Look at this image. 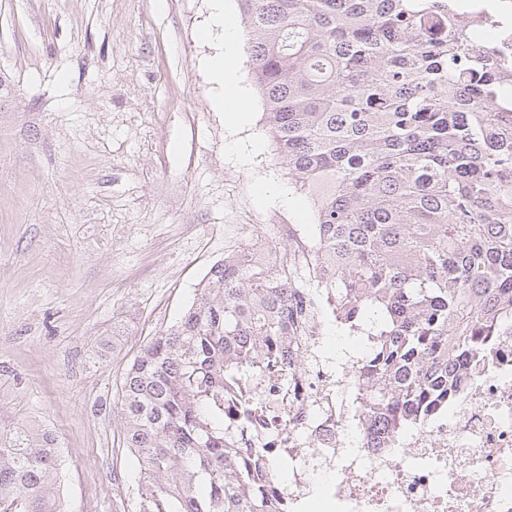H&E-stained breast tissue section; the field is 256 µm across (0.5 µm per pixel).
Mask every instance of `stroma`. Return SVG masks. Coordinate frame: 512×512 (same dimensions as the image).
Instances as JSON below:
<instances>
[{
  "mask_svg": "<svg viewBox=\"0 0 512 512\" xmlns=\"http://www.w3.org/2000/svg\"><path fill=\"white\" fill-rule=\"evenodd\" d=\"M214 0H0V428L52 429L66 512H133L112 398L241 225L310 233L248 123L212 103Z\"/></svg>",
  "mask_w": 512,
  "mask_h": 512,
  "instance_id": "1",
  "label": "stroma"
}]
</instances>
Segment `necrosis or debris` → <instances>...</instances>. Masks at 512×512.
<instances>
[{
  "label": "necrosis or debris",
  "mask_w": 512,
  "mask_h": 512,
  "mask_svg": "<svg viewBox=\"0 0 512 512\" xmlns=\"http://www.w3.org/2000/svg\"><path fill=\"white\" fill-rule=\"evenodd\" d=\"M470 19L512 71V0ZM360 359L321 356L299 387H258L276 413L269 445L289 512H512V330L466 366L448 408L410 427L371 424L346 387Z\"/></svg>",
  "instance_id": "necrosis-or-debris-1"
}]
</instances>
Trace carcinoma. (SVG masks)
<instances>
[{"label":"carcinoma","instance_id":"1","mask_svg":"<svg viewBox=\"0 0 512 512\" xmlns=\"http://www.w3.org/2000/svg\"><path fill=\"white\" fill-rule=\"evenodd\" d=\"M277 163L314 210L324 285L229 253L192 304L140 346L117 388L135 512H280L265 449L240 447L224 395L296 376L289 354L328 314L369 347L353 389L369 415L428 414L459 360L512 322V80L462 15L471 0H237ZM256 239L287 243L273 229ZM56 436L0 431V512H62Z\"/></svg>","mask_w":512,"mask_h":512}]
</instances>
